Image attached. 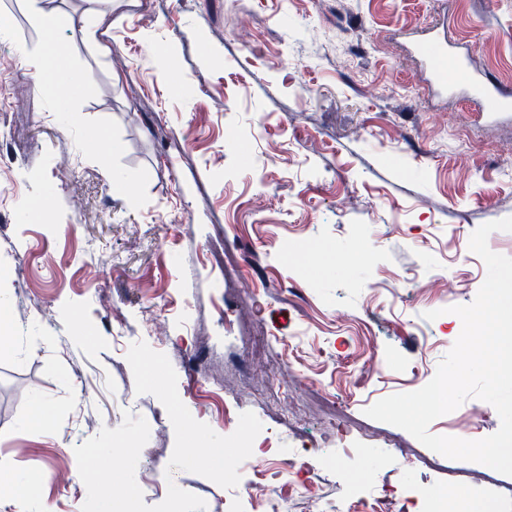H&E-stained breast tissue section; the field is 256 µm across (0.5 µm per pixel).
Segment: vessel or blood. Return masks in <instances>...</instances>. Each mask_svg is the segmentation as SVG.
<instances>
[{"mask_svg": "<svg viewBox=\"0 0 512 512\" xmlns=\"http://www.w3.org/2000/svg\"><path fill=\"white\" fill-rule=\"evenodd\" d=\"M416 48L441 90L462 92L479 100L488 112H512V92L501 88L489 75L471 70L466 58L452 50L438 34L427 33Z\"/></svg>", "mask_w": 512, "mask_h": 512, "instance_id": "b4317fda", "label": "vessel or blood"}]
</instances>
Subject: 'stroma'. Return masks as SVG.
Wrapping results in <instances>:
<instances>
[{"label":"stroma","mask_w":512,"mask_h":512,"mask_svg":"<svg viewBox=\"0 0 512 512\" xmlns=\"http://www.w3.org/2000/svg\"><path fill=\"white\" fill-rule=\"evenodd\" d=\"M44 2L75 18L50 38L93 87L63 96L0 71V193L20 191L0 203V301L16 325L0 345V512H16V479L39 489L31 512H81L74 448L128 413L150 428L135 471L146 504L172 484L207 512L239 500L170 468L172 423L136 394L126 358L139 341L216 433L212 387L263 435L319 437L304 476L327 499L361 496L369 468L397 493L451 489L476 512L498 494L512 512V477L472 487L473 462L365 414L434 377L455 342L450 307L486 278L470 236L512 216V112L439 94L416 43L435 28L512 89V0ZM0 16L1 55L48 38L30 0H0ZM100 137L116 151L90 150ZM218 238L254 338L224 339ZM41 402L51 420L37 431ZM454 424L486 437L500 418L471 398L428 430ZM348 437L360 458L342 455Z\"/></svg>","instance_id":"1"}]
</instances>
